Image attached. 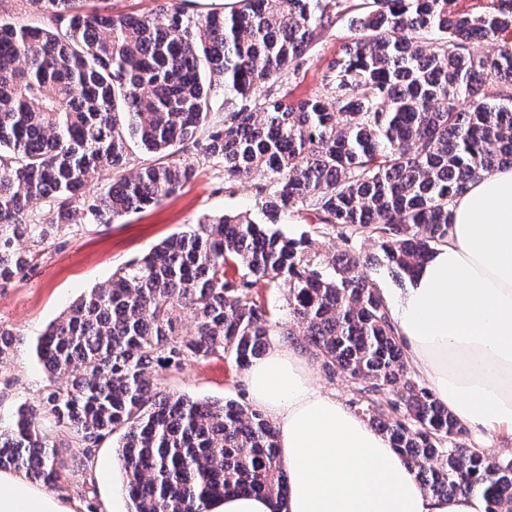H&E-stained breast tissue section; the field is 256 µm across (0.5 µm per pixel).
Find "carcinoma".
<instances>
[{
	"mask_svg": "<svg viewBox=\"0 0 512 512\" xmlns=\"http://www.w3.org/2000/svg\"><path fill=\"white\" fill-rule=\"evenodd\" d=\"M43 26L0 17V288L30 258L24 239L52 237L89 218L110 224L159 203L193 176L190 164L125 173L129 143L166 157L194 147L224 164V188L251 172L260 219L207 217L84 294L37 339L48 374L40 403L0 425V470L46 485L87 469L119 436L116 456L131 512H207L227 492L283 500L288 485L276 427L236 400L159 390L155 367L180 369L222 353L238 368L274 335L258 289H288V311L325 375L350 383V407L375 424L438 497L477 495L485 512H512V454L490 456L410 370L386 302L356 256L377 240L401 278L447 243L454 200L512 165V49L481 56L478 40L512 28V0L456 11L454 0H362L353 37L323 76V93L296 103V75L318 31L344 0H236L224 14L187 10L114 15L100 0H27ZM439 35L433 49L421 42ZM224 86V120H210ZM501 88L499 102L483 87ZM102 169L112 179L83 193ZM49 200L53 224L29 207ZM305 211L313 232L339 236L338 255L272 228ZM237 271L230 274L226 267ZM194 332L180 331L183 320ZM16 338L0 327V365ZM70 376L61 387L56 379ZM48 416L83 447L59 455Z\"/></svg>",
	"mask_w": 512,
	"mask_h": 512,
	"instance_id": "1",
	"label": "carcinoma"
}]
</instances>
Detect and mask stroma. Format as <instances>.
<instances>
[{"instance_id":"1","label":"stroma","mask_w":512,"mask_h":512,"mask_svg":"<svg viewBox=\"0 0 512 512\" xmlns=\"http://www.w3.org/2000/svg\"><path fill=\"white\" fill-rule=\"evenodd\" d=\"M348 9L343 19L324 29L298 74L289 80L288 96L306 98L323 90L322 76L340 46L349 40ZM173 162L190 163L195 175L183 188L154 207L133 212L113 224H72L45 241L26 244L34 255L31 267L0 288V327L11 330L18 349L0 367V420L10 421L16 407L36 402L47 375L33 353L38 336L69 306L92 288L111 279L127 262L141 257L173 234L189 230L207 215L247 213L260 217L256 188L262 174L243 178L234 188L224 186V166L196 150L176 151ZM354 248L368 262L374 284L391 296L406 282L388 267L373 239L358 236ZM242 371L228 359L214 356L187 362L182 369H157L154 384L162 390L197 399L246 401Z\"/></svg>"}]
</instances>
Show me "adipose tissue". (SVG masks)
Listing matches in <instances>:
<instances>
[{
    "label": "adipose tissue",
    "mask_w": 512,
    "mask_h": 512,
    "mask_svg": "<svg viewBox=\"0 0 512 512\" xmlns=\"http://www.w3.org/2000/svg\"><path fill=\"white\" fill-rule=\"evenodd\" d=\"M414 372L481 447L512 438V167L472 181L445 245L388 302ZM275 423L288 476L282 512H484L477 496L424 491L388 439L316 385L305 359L272 346L243 372ZM78 502L0 471V512H79Z\"/></svg>",
    "instance_id": "obj_1"
}]
</instances>
